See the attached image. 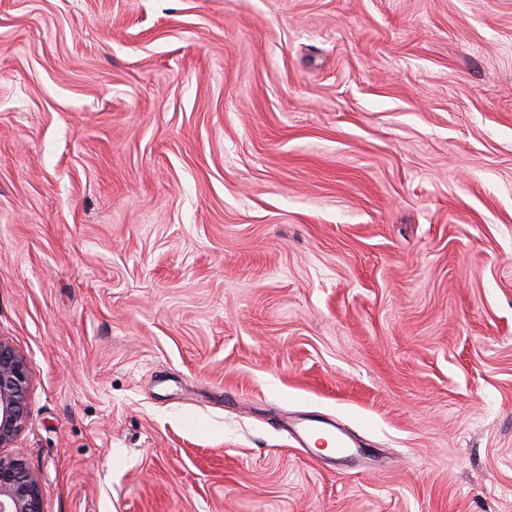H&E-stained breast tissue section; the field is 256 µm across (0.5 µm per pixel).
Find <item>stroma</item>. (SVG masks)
<instances>
[{"mask_svg":"<svg viewBox=\"0 0 512 512\" xmlns=\"http://www.w3.org/2000/svg\"><path fill=\"white\" fill-rule=\"evenodd\" d=\"M0 339L44 512H512V0H0ZM288 428L295 440L302 447L309 446V442L318 433L334 435L337 443L338 453L342 458L361 459L357 445L349 435L336 427L333 421L326 419H300L294 423H289ZM336 429L338 433H336Z\"/></svg>","mask_w":512,"mask_h":512,"instance_id":"35a3bbf8","label":"stroma"}]
</instances>
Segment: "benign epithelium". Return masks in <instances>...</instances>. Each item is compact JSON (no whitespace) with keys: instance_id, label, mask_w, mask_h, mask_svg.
Segmentation results:
<instances>
[{"instance_id":"7a95c632","label":"benign epithelium","mask_w":512,"mask_h":512,"mask_svg":"<svg viewBox=\"0 0 512 512\" xmlns=\"http://www.w3.org/2000/svg\"><path fill=\"white\" fill-rule=\"evenodd\" d=\"M28 391L26 359L0 339V512H44L37 476L22 458L5 452L26 425Z\"/></svg>"}]
</instances>
